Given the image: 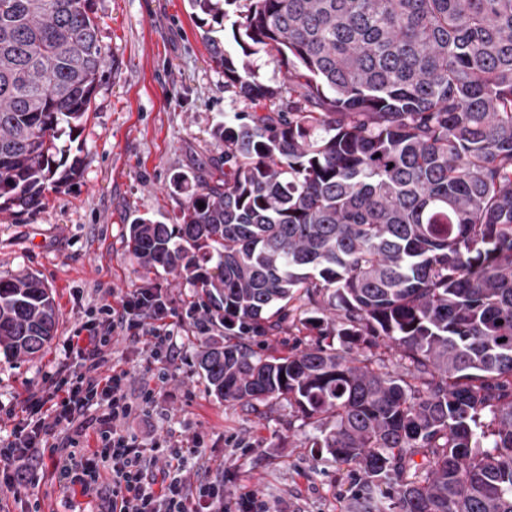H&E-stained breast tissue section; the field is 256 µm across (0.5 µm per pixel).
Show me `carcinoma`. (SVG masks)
Returning <instances> with one entry per match:
<instances>
[{"mask_svg":"<svg viewBox=\"0 0 512 512\" xmlns=\"http://www.w3.org/2000/svg\"><path fill=\"white\" fill-rule=\"evenodd\" d=\"M226 86L209 177L126 250L198 289L199 367L350 466L347 512H512V0H188ZM284 70L273 87L246 57ZM89 0H0V212L39 209L108 67ZM204 207H199V203ZM49 288L0 278V351L34 358ZM313 339L269 355L252 339ZM398 356L391 370L374 350Z\"/></svg>","mask_w":512,"mask_h":512,"instance_id":"obj_1","label":"carcinoma"}]
</instances>
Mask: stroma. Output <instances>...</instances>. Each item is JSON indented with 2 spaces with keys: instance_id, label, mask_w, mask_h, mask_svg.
<instances>
[{
  "instance_id": "1",
  "label": "stroma",
  "mask_w": 512,
  "mask_h": 512,
  "mask_svg": "<svg viewBox=\"0 0 512 512\" xmlns=\"http://www.w3.org/2000/svg\"><path fill=\"white\" fill-rule=\"evenodd\" d=\"M93 9L110 65L76 141L82 173L48 193L39 210L0 213V277L39 278L58 313L38 358L0 354V403L18 409L28 382L56 369L89 308L150 284L174 299L179 341L192 358L158 404L159 429L206 435L210 476L223 480L227 500L252 493L272 512H344L347 466L289 431L286 404L254 414L211 395L193 358L223 341L222 327L202 329L188 307L190 284L163 274L144 280L126 252L134 217L175 223L186 196L174 191L172 177L205 173L224 152L211 128L247 106L225 87L188 0H93ZM16 417L26 414L18 409ZM52 471L44 461L34 490L42 512H97L96 502L60 489Z\"/></svg>"
}]
</instances>
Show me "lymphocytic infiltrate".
<instances>
[{"label": "lymphocytic infiltrate", "mask_w": 512, "mask_h": 512, "mask_svg": "<svg viewBox=\"0 0 512 512\" xmlns=\"http://www.w3.org/2000/svg\"><path fill=\"white\" fill-rule=\"evenodd\" d=\"M173 302L155 288L128 292L120 306L92 308L65 361L22 401L27 418L0 436V489L29 496L38 465L50 459L60 487L95 500L98 512H231L209 469L204 435L158 432L154 410L185 358ZM137 346L151 379L133 386L112 342ZM198 472L189 482L188 471Z\"/></svg>", "instance_id": "f902f5d3"}]
</instances>
